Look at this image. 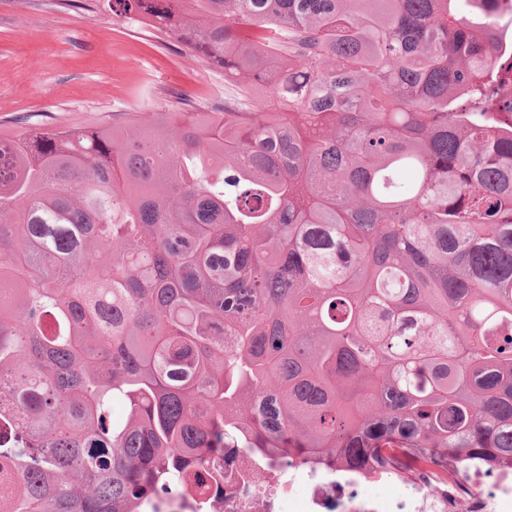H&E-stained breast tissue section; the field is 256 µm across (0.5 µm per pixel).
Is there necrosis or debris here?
Segmentation results:
<instances>
[{
  "label": "necrosis or debris",
  "instance_id": "necrosis-or-debris-1",
  "mask_svg": "<svg viewBox=\"0 0 512 512\" xmlns=\"http://www.w3.org/2000/svg\"><path fill=\"white\" fill-rule=\"evenodd\" d=\"M493 492L455 481L432 492L397 483L387 496L363 491L358 478L327 468L284 471L280 462L224 451L222 512H501L512 503V476H497Z\"/></svg>",
  "mask_w": 512,
  "mask_h": 512
}]
</instances>
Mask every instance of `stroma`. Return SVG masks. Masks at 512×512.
<instances>
[{"instance_id": "obj_1", "label": "stroma", "mask_w": 512, "mask_h": 512, "mask_svg": "<svg viewBox=\"0 0 512 512\" xmlns=\"http://www.w3.org/2000/svg\"><path fill=\"white\" fill-rule=\"evenodd\" d=\"M173 91L216 112L224 76L102 0H0V123L7 129L26 115L80 124L114 112H163Z\"/></svg>"}]
</instances>
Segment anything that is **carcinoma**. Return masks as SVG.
<instances>
[{"instance_id":"obj_1","label":"carcinoma","mask_w":512,"mask_h":512,"mask_svg":"<svg viewBox=\"0 0 512 512\" xmlns=\"http://www.w3.org/2000/svg\"><path fill=\"white\" fill-rule=\"evenodd\" d=\"M111 2L232 91L0 129L3 512H216L226 448L410 484L512 471L492 0Z\"/></svg>"}]
</instances>
